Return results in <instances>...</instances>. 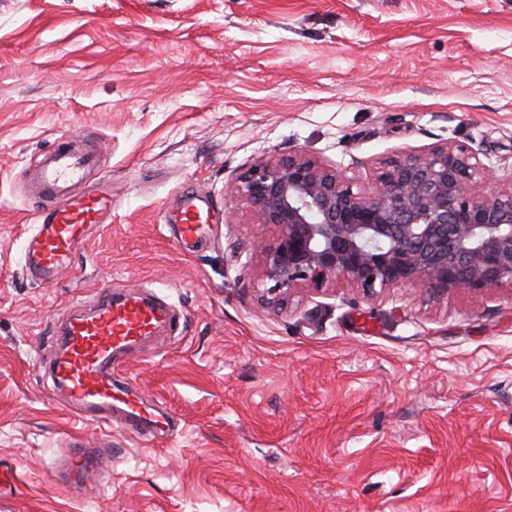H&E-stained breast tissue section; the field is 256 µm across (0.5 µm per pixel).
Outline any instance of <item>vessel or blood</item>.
Segmentation results:
<instances>
[{"label": "vessel or blood", "instance_id": "vessel-or-blood-1", "mask_svg": "<svg viewBox=\"0 0 512 512\" xmlns=\"http://www.w3.org/2000/svg\"><path fill=\"white\" fill-rule=\"evenodd\" d=\"M94 151H76L61 143L46 155L37 172L45 203L35 233L27 240L23 268L34 280L51 282L71 268L88 237L112 221V194L100 188L77 192L76 187L97 167ZM212 208L185 197L169 222L178 224L181 242L197 237L211 219ZM177 330L169 311L139 292L115 295L102 289L93 310L72 317L59 338L63 352L46 369L65 405L81 419L111 424L120 418L129 433L147 439L170 427L168 418L144 416L133 388L112 377L114 359L139 339L154 335L161 326ZM104 449L74 445L56 466L59 480L83 495L99 488Z\"/></svg>", "mask_w": 512, "mask_h": 512}]
</instances>
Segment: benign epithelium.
Here are the masks:
<instances>
[{"label": "benign epithelium", "instance_id": "7a95c632", "mask_svg": "<svg viewBox=\"0 0 512 512\" xmlns=\"http://www.w3.org/2000/svg\"><path fill=\"white\" fill-rule=\"evenodd\" d=\"M487 181L478 153L450 143L384 162L369 190L304 153L257 162L229 188L274 229L257 247L269 292L340 281L371 297L407 283L438 295L512 285V186Z\"/></svg>", "mask_w": 512, "mask_h": 512}]
</instances>
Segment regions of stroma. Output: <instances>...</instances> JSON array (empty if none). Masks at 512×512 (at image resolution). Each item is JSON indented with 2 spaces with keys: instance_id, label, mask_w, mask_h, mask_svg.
Wrapping results in <instances>:
<instances>
[{
  "instance_id": "obj_1",
  "label": "stroma",
  "mask_w": 512,
  "mask_h": 512,
  "mask_svg": "<svg viewBox=\"0 0 512 512\" xmlns=\"http://www.w3.org/2000/svg\"><path fill=\"white\" fill-rule=\"evenodd\" d=\"M90 132L115 218L32 280L31 176ZM455 142L512 169V0H0V512H512V287L302 285L266 306L273 231L225 189L295 151L368 188ZM188 194L215 217L186 250L163 212ZM107 287L181 318L116 363L179 429L113 427L86 497L55 461L103 430L36 364Z\"/></svg>"
}]
</instances>
